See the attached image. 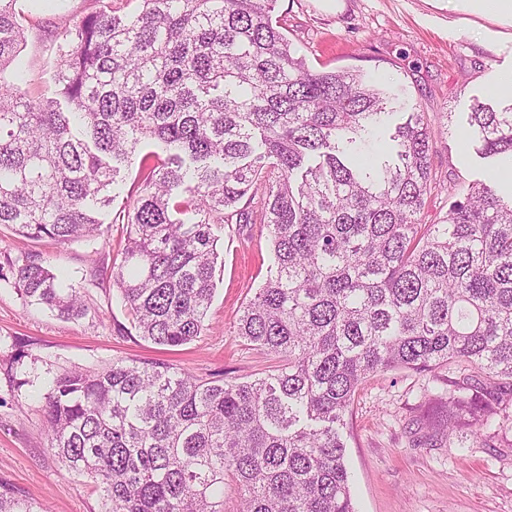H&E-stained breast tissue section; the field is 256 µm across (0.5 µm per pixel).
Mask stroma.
Here are the masks:
<instances>
[{
	"instance_id": "35a3bbf8",
	"label": "stroma",
	"mask_w": 512,
	"mask_h": 512,
	"mask_svg": "<svg viewBox=\"0 0 512 512\" xmlns=\"http://www.w3.org/2000/svg\"><path fill=\"white\" fill-rule=\"evenodd\" d=\"M120 14L138 0H17L32 24L20 57L28 71L20 90L52 94L49 51L65 26L95 5ZM275 16L296 54L314 70H361L388 79L406 108L424 111L434 130L433 178L439 191L422 215L438 223L450 202L476 182H495L502 161L482 158L467 134L474 100L502 98L498 70L512 68V26L452 13L447 0H277ZM102 210L104 237L59 244L28 240L0 225V265L41 262L79 288L86 311L66 319L26 301L13 276L0 278V482L45 512H102L85 477L68 472L50 447L46 394L69 372H98L118 360L167 365L197 379L243 382L271 373L275 361L236 336L243 307L265 283L274 256L264 225L216 224V288L195 341L177 348L138 336L112 281L124 225ZM453 366L432 375L401 369L360 385L346 437L357 512H512V401L494 403L484 439L464 446L425 440L426 427L448 417Z\"/></svg>"
}]
</instances>
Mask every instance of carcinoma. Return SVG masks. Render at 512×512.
Here are the masks:
<instances>
[{
	"label": "carcinoma",
	"mask_w": 512,
	"mask_h": 512,
	"mask_svg": "<svg viewBox=\"0 0 512 512\" xmlns=\"http://www.w3.org/2000/svg\"><path fill=\"white\" fill-rule=\"evenodd\" d=\"M16 2L0 0V224L61 244L101 237L97 209L139 159L138 195L117 211L113 284L139 336L172 348L204 329L211 226L256 216L273 247L235 333L276 372L219 384L118 360L56 381L50 447L96 485L103 512H224L226 481L242 512H356L340 430L373 374L466 364L443 434L482 435L479 391L512 395V197L477 184L421 223L436 189L425 113L363 160L391 112L386 85L310 69L273 19L277 0L91 11L50 46L55 96H28L4 79L25 40ZM509 100L470 112L487 157L512 159ZM256 198L257 213L238 207ZM15 275L29 303L84 313L79 289L43 264ZM0 512L40 508L0 482Z\"/></svg>",
	"instance_id": "1"
}]
</instances>
